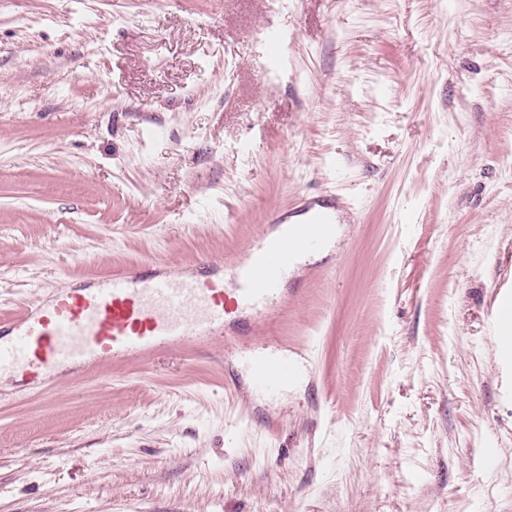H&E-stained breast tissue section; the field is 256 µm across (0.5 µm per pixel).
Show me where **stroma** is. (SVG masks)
I'll return each instance as SVG.
<instances>
[{
	"label": "stroma",
	"instance_id": "obj_1",
	"mask_svg": "<svg viewBox=\"0 0 512 512\" xmlns=\"http://www.w3.org/2000/svg\"><path fill=\"white\" fill-rule=\"evenodd\" d=\"M0 86V323L357 216L288 276L287 392L245 317L0 379V512H512V0H0ZM494 325L497 329L504 328L496 334V341L500 344H512V298L507 302L498 303L494 314ZM248 365L254 384L261 389L280 391L287 389L291 383L293 371L286 357L251 356Z\"/></svg>",
	"mask_w": 512,
	"mask_h": 512
}]
</instances>
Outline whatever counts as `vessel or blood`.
<instances>
[{
	"label": "vessel or blood",
	"mask_w": 512,
	"mask_h": 512,
	"mask_svg": "<svg viewBox=\"0 0 512 512\" xmlns=\"http://www.w3.org/2000/svg\"><path fill=\"white\" fill-rule=\"evenodd\" d=\"M340 211L334 200L309 196L296 217L274 212L242 259H203L172 273L139 266L27 302L0 336V378H48L59 366L80 367L107 358L143 355L200 337L220 336L234 315L270 317L283 299L288 272L300 253L334 237ZM254 384L287 389V358L248 359Z\"/></svg>",
	"instance_id": "obj_1"
}]
</instances>
